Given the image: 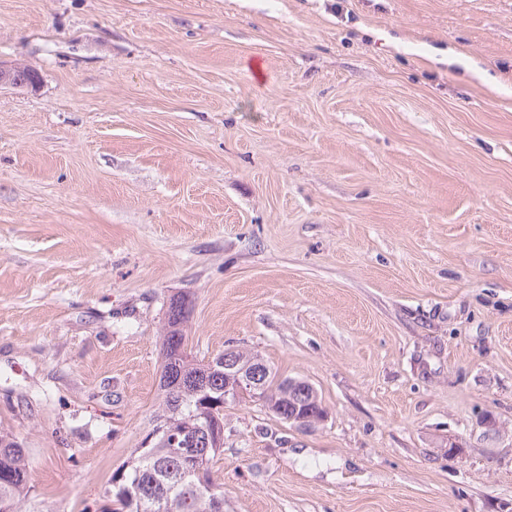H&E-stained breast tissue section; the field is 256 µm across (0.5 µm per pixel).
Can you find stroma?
<instances>
[{
    "label": "stroma",
    "instance_id": "obj_1",
    "mask_svg": "<svg viewBox=\"0 0 512 512\" xmlns=\"http://www.w3.org/2000/svg\"><path fill=\"white\" fill-rule=\"evenodd\" d=\"M0 429L26 512H103L172 295L224 512H512V0H0ZM22 70L30 71L23 68ZM20 68L5 67L0 63V87L3 85L11 86H33L37 81V76L30 73H22Z\"/></svg>",
    "mask_w": 512,
    "mask_h": 512
}]
</instances>
